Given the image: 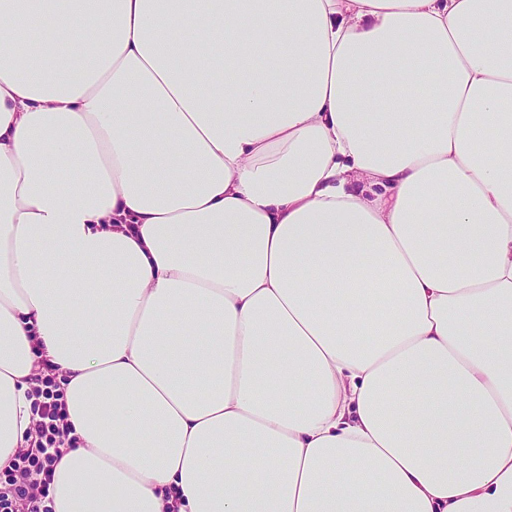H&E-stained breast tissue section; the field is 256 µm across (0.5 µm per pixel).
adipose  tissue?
<instances>
[{
  "instance_id": "obj_1",
  "label": "adipose tissue",
  "mask_w": 512,
  "mask_h": 512,
  "mask_svg": "<svg viewBox=\"0 0 512 512\" xmlns=\"http://www.w3.org/2000/svg\"><path fill=\"white\" fill-rule=\"evenodd\" d=\"M44 360L54 512H512V0H0V468Z\"/></svg>"
}]
</instances>
